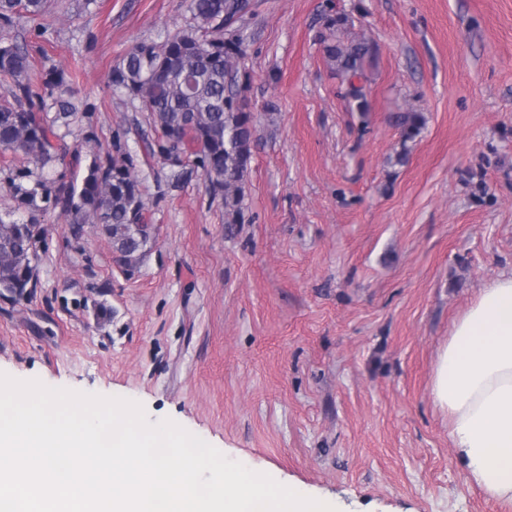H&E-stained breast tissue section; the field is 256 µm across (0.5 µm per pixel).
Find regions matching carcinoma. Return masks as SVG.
Instances as JSON below:
<instances>
[{"label": "carcinoma", "mask_w": 512, "mask_h": 512, "mask_svg": "<svg viewBox=\"0 0 512 512\" xmlns=\"http://www.w3.org/2000/svg\"><path fill=\"white\" fill-rule=\"evenodd\" d=\"M250 0H190L194 25L162 39H142L112 68L114 92L150 114L161 136L151 152L170 162L175 181L184 177L186 163L201 171L210 193L224 204L229 235L244 221V187L254 144V115L236 89L245 59L243 22ZM50 8L49 0H0V29L13 28L22 17L33 21ZM345 18L328 12L319 42L324 57L339 74L353 81L360 74L368 42H345L337 32ZM25 42L0 39V88L14 103L0 102V149L11 153L4 166L17 208L46 213L58 210L70 217L74 234L91 224L112 242L119 259L131 268L155 227L148 223L141 181L132 155L120 134L112 140V153L95 157L82 180L56 167L73 166L57 152L56 143L70 129L75 108L63 98L70 81L62 68L39 69ZM58 108L53 120L43 110L47 101ZM403 141L416 138L425 125L420 112L398 117ZM44 229L36 219L6 223L0 219V291L13 292L34 277L33 258Z\"/></svg>", "instance_id": "obj_1"}]
</instances>
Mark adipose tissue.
<instances>
[{
	"instance_id": "ef3b65f1",
	"label": "adipose tissue",
	"mask_w": 512,
	"mask_h": 512,
	"mask_svg": "<svg viewBox=\"0 0 512 512\" xmlns=\"http://www.w3.org/2000/svg\"><path fill=\"white\" fill-rule=\"evenodd\" d=\"M431 393L469 481L512 503V273L480 288L454 322Z\"/></svg>"
}]
</instances>
